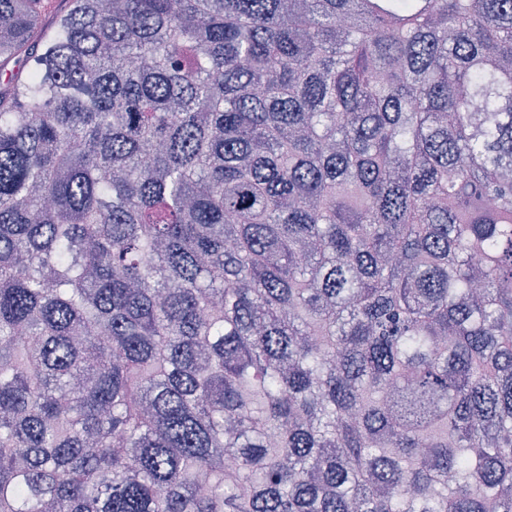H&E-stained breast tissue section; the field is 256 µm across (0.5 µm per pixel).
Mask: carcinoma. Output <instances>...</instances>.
Masks as SVG:
<instances>
[{
  "label": "carcinoma",
  "instance_id": "cac0c4a2",
  "mask_svg": "<svg viewBox=\"0 0 512 512\" xmlns=\"http://www.w3.org/2000/svg\"><path fill=\"white\" fill-rule=\"evenodd\" d=\"M0 75V512H512V0H0Z\"/></svg>",
  "mask_w": 512,
  "mask_h": 512
}]
</instances>
